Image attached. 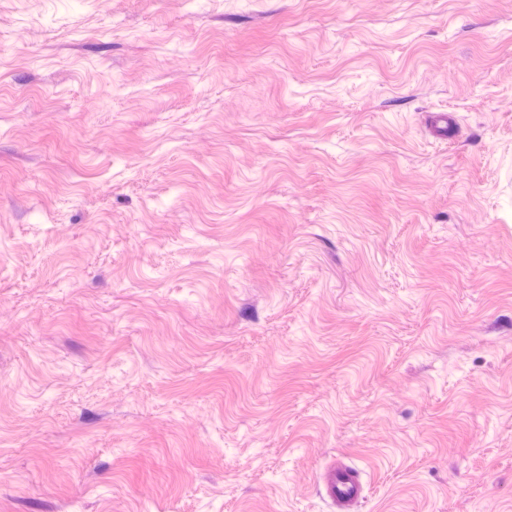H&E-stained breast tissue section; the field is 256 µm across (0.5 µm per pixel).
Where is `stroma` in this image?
<instances>
[{"label": "stroma", "mask_w": 512, "mask_h": 512, "mask_svg": "<svg viewBox=\"0 0 512 512\" xmlns=\"http://www.w3.org/2000/svg\"><path fill=\"white\" fill-rule=\"evenodd\" d=\"M0 184V512H512V0H0ZM325 490L337 512H350L364 496V485L359 473L352 467L336 460L323 468Z\"/></svg>", "instance_id": "stroma-1"}]
</instances>
